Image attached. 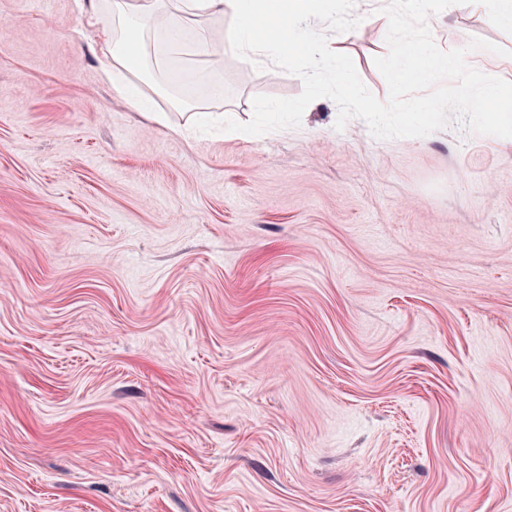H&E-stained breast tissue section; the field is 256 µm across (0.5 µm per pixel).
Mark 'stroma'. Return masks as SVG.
I'll use <instances>...</instances> for the list:
<instances>
[{
    "label": "stroma",
    "mask_w": 512,
    "mask_h": 512,
    "mask_svg": "<svg viewBox=\"0 0 512 512\" xmlns=\"http://www.w3.org/2000/svg\"><path fill=\"white\" fill-rule=\"evenodd\" d=\"M82 0H0V512H512V139L405 143L321 98L239 138L274 64L148 28L160 125L105 82ZM390 0L322 34L380 101ZM512 81V35L452 5Z\"/></svg>",
    "instance_id": "1"
}]
</instances>
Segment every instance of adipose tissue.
Returning a JSON list of instances; mask_svg holds the SVG:
<instances>
[{
  "instance_id": "obj_1",
  "label": "adipose tissue",
  "mask_w": 512,
  "mask_h": 512,
  "mask_svg": "<svg viewBox=\"0 0 512 512\" xmlns=\"http://www.w3.org/2000/svg\"><path fill=\"white\" fill-rule=\"evenodd\" d=\"M328 0H112L111 21H104L100 0H83L80 27L103 58L104 79L119 80L120 89L134 106L147 110L148 100L129 76L142 60L129 36L142 33L163 10L173 9L183 19L216 15L228 19L221 44L200 35L205 52L214 47L237 54L250 64L269 59L314 60L317 69L334 61L336 49L319 38L314 26L327 14Z\"/></svg>"
}]
</instances>
